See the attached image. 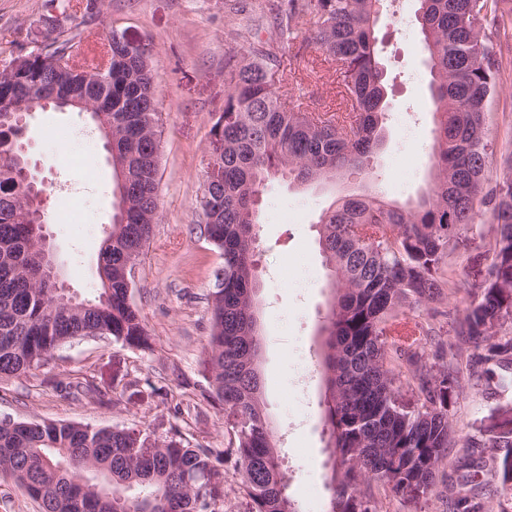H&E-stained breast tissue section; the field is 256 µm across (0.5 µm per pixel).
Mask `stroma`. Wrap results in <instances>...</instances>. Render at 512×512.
<instances>
[{"mask_svg":"<svg viewBox=\"0 0 512 512\" xmlns=\"http://www.w3.org/2000/svg\"><path fill=\"white\" fill-rule=\"evenodd\" d=\"M280 0H103L80 28L96 43L110 32L147 50L157 80L163 124L159 161L160 219L138 264L131 299L152 346L140 349L109 339L76 340L50 364L12 378H0V419H50L95 427L135 424L155 438L180 434L190 445L224 448L228 430L223 410L204 400L211 365L207 295L222 259L202 231L199 207L214 116L224 110V58L274 34ZM417 0H381L377 35L389 89L383 119L384 145L372 161V177L351 175L341 185L296 187L268 182L259 202L258 295L264 337L262 375L269 419L281 438L291 497L299 512H328L331 469L323 434L318 371L294 387V359L313 363L317 330L330 298L316 222L343 191L370 183L385 199L415 200L430 180L433 112L430 74L417 35ZM62 12L59 0H0V66L13 56L11 41L32 51L50 37L49 17ZM301 56L281 58L276 89L289 105L333 112L340 104L336 75L310 30L298 32ZM490 48L504 61L491 98L488 141L490 174L502 179L512 153V37L493 38ZM32 157L48 179L46 232L78 297L98 288L97 254L115 212V178L103 141L89 116L49 109L27 119ZM67 156L54 158L57 144ZM91 158L97 174L87 179L71 157ZM83 212L84 221L71 216ZM495 226L482 215L466 245L452 256L451 282L437 300L408 308L410 318L447 328L481 297L493 258ZM87 378L96 388L69 394L66 385ZM451 437L431 493L418 504L404 503L381 484L369 487L377 512H448L444 481L466 452L467 438L489 442L512 427V394L500 393L461 372L448 411Z\"/></svg>","mask_w":512,"mask_h":512,"instance_id":"stroma-1","label":"stroma"}]
</instances>
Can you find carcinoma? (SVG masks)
Wrapping results in <instances>:
<instances>
[{
  "label": "carcinoma",
  "instance_id": "obj_1",
  "mask_svg": "<svg viewBox=\"0 0 512 512\" xmlns=\"http://www.w3.org/2000/svg\"><path fill=\"white\" fill-rule=\"evenodd\" d=\"M419 36L432 81L434 128L427 192L404 204L365 188L340 196L317 222L331 300L320 325L319 369L326 448L333 477L329 512H376L361 490L383 483L408 503L435 484L447 456L448 407L458 385L453 364L435 373L422 361L437 332L409 325L404 309L434 300L449 284L453 253L477 224V202L489 181L487 114L500 70L488 24L502 0H418ZM380 0H286L282 47L294 30L315 34L335 64L341 110L330 115L288 107L276 92L277 54L251 45L224 59V111L211 129L207 180L199 204L204 233L223 263L207 295L212 365L205 397L233 417L227 446L193 448L171 436L146 444L137 427L97 428L66 421H0V472L11 475L41 512H224V489L212 483L218 454L239 478L248 512H298L288 493L278 437L270 424L260 369L263 337L255 330L259 272L255 261L261 190L271 179L334 184L370 174L382 144L384 79L375 33ZM102 45L112 82L82 61L72 36L0 69V138L18 133L9 118L27 113L52 88L73 89L103 114L112 150L128 161L126 223L110 224L98 255L99 288L63 301L45 279L41 225L22 218L29 201L14 166L0 160V376L49 364L62 346L100 336L137 348L151 343L130 302L124 265L142 255L158 217L160 117L144 106L155 76L146 51L115 40ZM488 286L465 317L451 323L472 344L468 365L488 382L512 387V179L498 183ZM407 368L417 404L395 387L392 364ZM502 450L495 492L512 502V435ZM448 473V512H482L485 444L472 440Z\"/></svg>",
  "mask_w": 512,
  "mask_h": 512
}]
</instances>
